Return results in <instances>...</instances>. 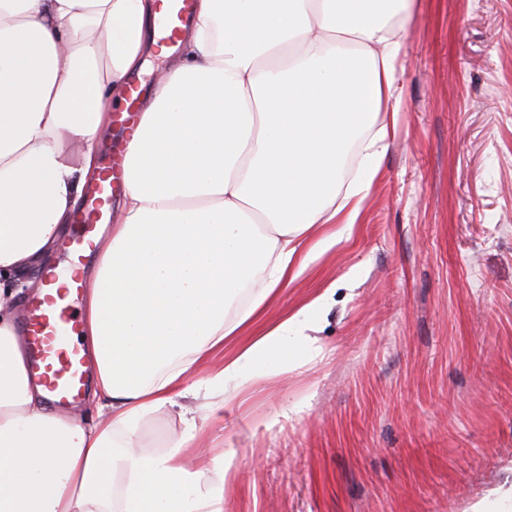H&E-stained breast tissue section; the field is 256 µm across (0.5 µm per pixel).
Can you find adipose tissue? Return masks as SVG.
<instances>
[{
	"instance_id": "adipose-tissue-1",
	"label": "adipose tissue",
	"mask_w": 512,
	"mask_h": 512,
	"mask_svg": "<svg viewBox=\"0 0 512 512\" xmlns=\"http://www.w3.org/2000/svg\"><path fill=\"white\" fill-rule=\"evenodd\" d=\"M414 3L199 0L140 110L88 278L89 424L46 406L9 284L71 222L165 0H0V512H224L231 464L200 456L196 419L159 454L140 450L142 425L188 394L216 415L260 368L321 356L308 331L328 293L261 317L355 233Z\"/></svg>"
}]
</instances>
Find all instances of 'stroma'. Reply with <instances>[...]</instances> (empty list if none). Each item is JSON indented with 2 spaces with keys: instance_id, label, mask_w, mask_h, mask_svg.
<instances>
[{
  "instance_id": "35a3bbf8",
  "label": "stroma",
  "mask_w": 512,
  "mask_h": 512,
  "mask_svg": "<svg viewBox=\"0 0 512 512\" xmlns=\"http://www.w3.org/2000/svg\"><path fill=\"white\" fill-rule=\"evenodd\" d=\"M510 85L512 0H416L353 239L266 313L337 284L324 354L263 372L201 432L233 465L224 512H473L512 485ZM202 403L148 418L144 451Z\"/></svg>"
}]
</instances>
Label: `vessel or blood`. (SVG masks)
Listing matches in <instances>:
<instances>
[{
	"label": "vessel or blood",
	"mask_w": 512,
	"mask_h": 512,
	"mask_svg": "<svg viewBox=\"0 0 512 512\" xmlns=\"http://www.w3.org/2000/svg\"><path fill=\"white\" fill-rule=\"evenodd\" d=\"M198 0H169L166 13L158 22V40L173 47L181 32L193 22ZM145 92L137 82H129L128 107L118 112L115 122L129 135L135 129V104ZM124 146L108 152L98 178L86 190L85 204L76 214L73 230L61 245V261L68 275H60L56 266L45 269L42 286L28 301L22 321V333L27 338L31 367L45 389L51 406L73 405L87 385V360L78 340L81 320L76 303L86 288L82 266L92 257L101 225L110 219L107 203L122 193V161Z\"/></svg>",
	"instance_id": "obj_1"
}]
</instances>
